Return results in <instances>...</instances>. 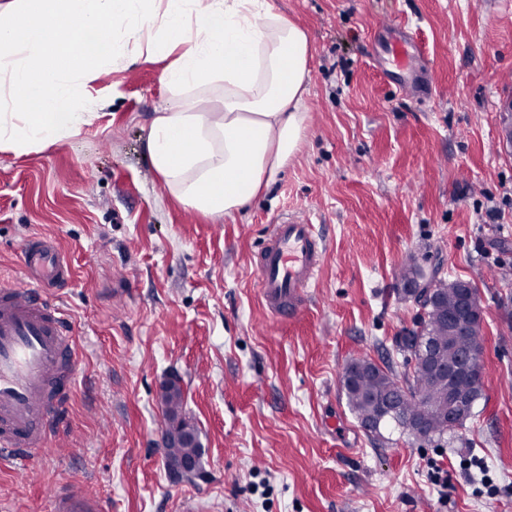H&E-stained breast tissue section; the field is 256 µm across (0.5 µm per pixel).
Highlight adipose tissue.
Wrapping results in <instances>:
<instances>
[{"label":"adipose tissue","instance_id":"obj_1","mask_svg":"<svg viewBox=\"0 0 512 512\" xmlns=\"http://www.w3.org/2000/svg\"><path fill=\"white\" fill-rule=\"evenodd\" d=\"M2 13L13 22L0 27V152L77 135L104 105L95 80L135 61L163 65L149 162L203 214H240L307 137L311 43L270 0H0ZM89 29L93 44L74 53Z\"/></svg>","mask_w":512,"mask_h":512}]
</instances>
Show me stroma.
I'll use <instances>...</instances> for the list:
<instances>
[{
  "label": "stroma",
  "instance_id": "stroma-1",
  "mask_svg": "<svg viewBox=\"0 0 512 512\" xmlns=\"http://www.w3.org/2000/svg\"><path fill=\"white\" fill-rule=\"evenodd\" d=\"M271 2L309 35V136L236 218L167 197L151 168L157 63L100 75L105 106L78 135L0 154V288L23 282L30 234L52 238L73 268L53 295L82 352L69 445L42 447L26 472L0 464V512H48L74 480L112 512H512V151L493 106L512 86V0ZM385 20L420 46L428 97L384 77ZM287 214L310 216L327 247L283 324L251 257ZM406 263L474 282L484 306L482 397L440 440L366 431L341 388L354 359L405 373L394 338L420 314ZM172 371L203 444L192 484L164 468L157 385ZM471 456L494 494L461 470ZM432 461L447 488L431 485Z\"/></svg>",
  "mask_w": 512,
  "mask_h": 512
}]
</instances>
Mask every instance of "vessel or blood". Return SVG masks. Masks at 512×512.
Instances as JSON below:
<instances>
[{
	"label": "vessel or blood",
	"mask_w": 512,
	"mask_h": 512,
	"mask_svg": "<svg viewBox=\"0 0 512 512\" xmlns=\"http://www.w3.org/2000/svg\"><path fill=\"white\" fill-rule=\"evenodd\" d=\"M325 245L311 219H278L253 257L268 312L294 319L316 282ZM19 288L0 289V462H29L49 440L65 439L61 412L75 386L81 353L67 309L49 291L69 283L72 268L49 238L28 236ZM51 512H111L108 497L79 482L53 490Z\"/></svg>",
	"instance_id": "obj_1"
}]
</instances>
